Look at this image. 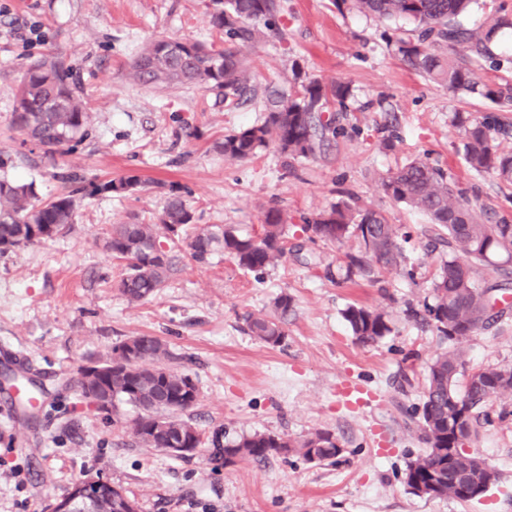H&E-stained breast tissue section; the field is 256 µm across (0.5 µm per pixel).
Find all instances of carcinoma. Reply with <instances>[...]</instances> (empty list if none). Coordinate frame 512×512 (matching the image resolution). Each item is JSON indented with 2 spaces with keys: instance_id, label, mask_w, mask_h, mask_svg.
I'll use <instances>...</instances> for the list:
<instances>
[{
  "instance_id": "1",
  "label": "carcinoma",
  "mask_w": 512,
  "mask_h": 512,
  "mask_svg": "<svg viewBox=\"0 0 512 512\" xmlns=\"http://www.w3.org/2000/svg\"><path fill=\"white\" fill-rule=\"evenodd\" d=\"M353 9L380 19H408L419 30L414 41L402 40L398 53L414 70L448 86L454 93H478L497 106V112L481 117H457L463 135V155L476 173H492L512 184V150L502 148L501 137L512 130L501 122L499 113L512 112V83L481 84L471 64L444 53L457 43H468L477 57L491 55L490 44L498 33L512 28V19L492 15L484 28L470 29L461 23L473 0H349ZM211 24L224 35V49L214 50L190 40H157L135 59L133 78L144 85L162 83L195 84L224 91V97L238 101L253 92L242 55L253 45L259 26L270 28L282 8L280 0H215ZM349 86L343 81H303L288 93L270 99L265 120L224 137L220 149L229 160H246L271 144L292 159L316 154L331 126L322 120L327 105L345 109ZM89 115L83 100L74 94L70 72L62 63L41 59L23 73L14 112L18 132L35 141L49 159L75 152L85 136ZM62 181L71 188L41 201L32 185L0 179V254L40 242L34 231L53 228L62 233L73 223L76 196L99 191L133 194L142 187L136 175L103 184L69 176ZM385 195L424 214L432 224L433 249L444 248L433 282L432 303L425 306L427 320L448 347L430 364L423 399L418 409L425 454L409 462L406 484L415 493L460 501L475 499V486L496 482L494 468L479 470L474 457L465 453L448 456L458 447L450 420L455 418L453 401L462 403L468 418L487 403L512 393L511 367L475 369L468 373L463 392L456 379L465 372L466 362L457 342L489 321V292L479 280L480 270L500 268L499 259L512 261V224H487L468 191L447 172L427 160L416 159L382 179ZM286 215L272 208L266 214L263 232L241 235L232 228L194 223L193 211L181 191L168 188L166 205L157 224H115L107 241L112 254L128 261L118 288L130 304L158 294L173 268V258L156 251L161 237L188 239L193 260L205 263L217 251L238 266L258 272L284 256ZM309 239L341 243L357 237L373 264L355 255L346 256L345 277H371L374 268L397 266L401 247L397 230L385 216L373 209L337 204L314 217L304 219ZM276 316L250 317L248 330L260 342L278 346L285 339L283 328L292 310L288 295L275 301ZM356 340L364 345L376 342L392 331L386 313L366 307L345 310ZM172 355L156 336H132L113 349L103 363L112 365V377L97 383L110 399L112 414L131 406L140 415L131 423L132 433L144 444L158 449L187 448L189 455L204 452L211 462L232 465L238 461L266 459L271 455L301 454L309 461L338 457L342 448L331 434L318 432L295 440L255 432L236 440L224 439L215 431L202 440L199 431L180 419L178 413L197 401L198 389L192 378L167 365ZM98 512H137L135 503L119 489L103 498Z\"/></svg>"
}]
</instances>
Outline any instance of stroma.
<instances>
[{
  "label": "stroma",
  "instance_id": "obj_1",
  "mask_svg": "<svg viewBox=\"0 0 512 512\" xmlns=\"http://www.w3.org/2000/svg\"><path fill=\"white\" fill-rule=\"evenodd\" d=\"M212 11V0H0V29L42 26L28 44L0 36V177L32 185L41 199L57 195L63 171L145 183L133 195L82 198L68 231L0 255V380L20 372L45 394L36 415H0V512H51L84 476L120 487L138 512H512V399L490 402L489 420L476 425L470 450L499 474L485 495L430 498L405 482L408 462L426 451L415 409L441 339L423 305L442 254L429 246L427 217L390 200L380 184L426 157L453 174L483 216L512 223V185L466 166L452 124L456 112L480 116L493 104L450 92L402 60L397 45L416 38L414 23L364 15L345 0H282L275 25L244 51L256 92L235 106L216 90L130 78L131 63L153 41L223 46ZM491 50L489 61L475 60L465 44L451 54L472 62L480 80L512 82V30ZM42 53L71 68L89 111L82 144L55 162L13 126L20 78ZM298 78L349 84L337 135L311 158L293 160L272 145L249 160L225 159V136L262 123L269 90ZM159 181L189 191L196 223L243 234L261 233L266 212L283 209L287 253L250 272L221 253L196 263L186 242L169 240L174 266L164 287L128 304L118 289L126 264L105 243L113 225L157 222L166 202ZM342 201L382 211L396 225L403 266L371 281L337 277L357 239L313 242L302 227ZM481 278L508 307L461 340L466 367L512 366V263ZM282 294L292 310L284 342L271 347L250 334L246 319L272 314ZM352 305L384 311L391 333L358 343L344 318ZM142 334L159 337L174 355L171 368L193 379L198 399L182 417L203 435L328 432L341 455L317 463L292 453L226 467L138 442L128 430L136 411L100 410L78 382L85 366ZM14 468L20 478L11 477Z\"/></svg>",
  "mask_w": 512,
  "mask_h": 512
}]
</instances>
